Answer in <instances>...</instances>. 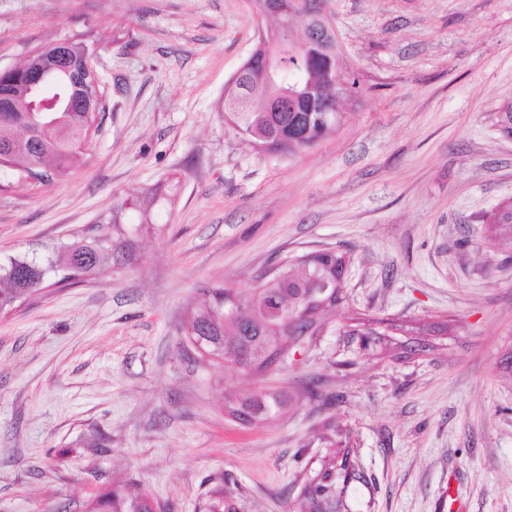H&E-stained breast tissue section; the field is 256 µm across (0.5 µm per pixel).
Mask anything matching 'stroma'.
<instances>
[{
	"label": "stroma",
	"instance_id": "stroma-1",
	"mask_svg": "<svg viewBox=\"0 0 512 512\" xmlns=\"http://www.w3.org/2000/svg\"><path fill=\"white\" fill-rule=\"evenodd\" d=\"M356 79L335 132L264 153L224 118L256 43L249 0H0V69L73 37L104 110L79 162L0 168V264L112 227L110 266L0 316V512H82L140 484L203 512H288L349 449L339 512H512V248L482 217L512 200V0H323ZM350 258L342 301L259 374L201 360L207 289L241 294L317 250ZM287 394L272 422L228 400ZM336 426V446L320 438ZM239 503L230 490L224 486H216L210 492L206 512H239Z\"/></svg>",
	"mask_w": 512,
	"mask_h": 512
}]
</instances>
